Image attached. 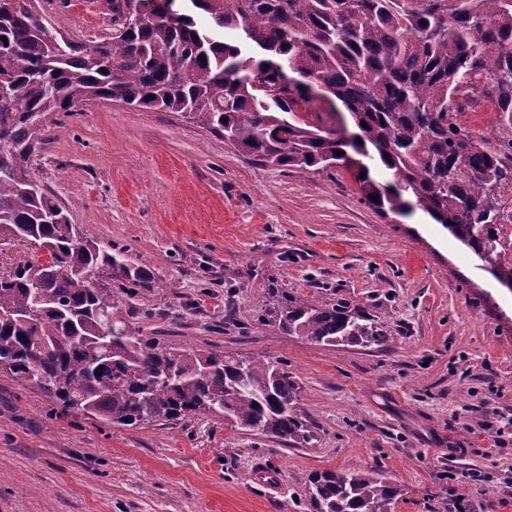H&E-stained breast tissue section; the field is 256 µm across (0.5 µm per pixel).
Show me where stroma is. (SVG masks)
Listing matches in <instances>:
<instances>
[{"label": "stroma", "instance_id": "stroma-1", "mask_svg": "<svg viewBox=\"0 0 512 512\" xmlns=\"http://www.w3.org/2000/svg\"><path fill=\"white\" fill-rule=\"evenodd\" d=\"M70 2L48 7L57 29L111 32L101 0ZM43 124L34 178L155 275L127 299L133 327L281 363L313 438L291 447L210 413L108 425L0 373V512H314L326 470L381 473L402 492L393 512H512V291L447 229L372 208L347 169L253 165L175 112L91 101ZM283 292L362 303L389 340L283 334Z\"/></svg>", "mask_w": 512, "mask_h": 512}]
</instances>
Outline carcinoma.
<instances>
[{
  "instance_id": "obj_1",
  "label": "carcinoma",
  "mask_w": 512,
  "mask_h": 512,
  "mask_svg": "<svg viewBox=\"0 0 512 512\" xmlns=\"http://www.w3.org/2000/svg\"><path fill=\"white\" fill-rule=\"evenodd\" d=\"M103 0L112 35L99 45L52 31L41 0H0V239L49 250L0 275V372L60 405L107 424L137 426L190 414L290 445L308 442L298 385L272 362L220 351L184 353L144 336L123 314L124 289L152 288L112 242L86 236L46 192L30 190L31 157L46 143L31 115L71 114L112 96L179 112L224 135L260 167H349L345 148L378 161L391 194L369 169L353 177L378 210L400 212L401 193L479 258L512 280L501 216L512 203V0ZM206 15L198 25L194 12ZM329 90L359 129L350 143L307 112L308 87H282L277 65ZM487 102L492 135L461 122ZM378 194V201L370 195ZM277 326L315 343L387 341L365 306L310 305L286 295ZM315 512H370L400 490L372 472L325 471L310 480Z\"/></svg>"
}]
</instances>
